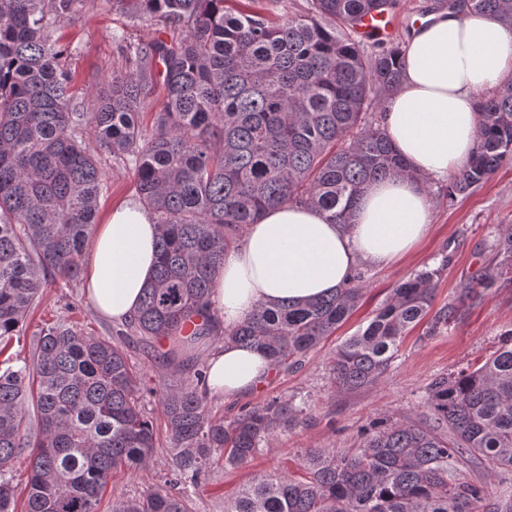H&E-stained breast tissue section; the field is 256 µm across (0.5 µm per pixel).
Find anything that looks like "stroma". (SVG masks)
<instances>
[{
  "instance_id": "stroma-1",
  "label": "stroma",
  "mask_w": 512,
  "mask_h": 512,
  "mask_svg": "<svg viewBox=\"0 0 512 512\" xmlns=\"http://www.w3.org/2000/svg\"><path fill=\"white\" fill-rule=\"evenodd\" d=\"M435 0H399L393 13L395 33L391 45L403 46L411 31L429 18ZM158 27L154 21L127 18L101 0L97 10L74 16L61 28L71 44L67 65L78 99L91 103L106 89L113 76L123 74L126 62L123 43L151 39ZM106 186L100 210L135 198L131 166L103 157ZM447 182L426 180L424 189L433 203V221L428 236L415 253L384 268H365L367 291L358 309L336 332L311 351L300 369L269 376L249 394L226 398L209 395L213 415L231 417L244 404L266 402L275 397H294L305 406L300 422L270 439L254 459L238 469H228L216 458L206 478L190 496L191 512H224V502L253 473L297 474L299 457L310 448L351 451L358 448L363 430L372 421L419 417L431 381L438 375L480 362L497 348L512 330V283L498 282L484 299L466 307L453 322L440 329L432 323L460 286L490 267V245L498 225L512 224V161L505 162L487 180L455 198L447 196ZM443 273L427 316L408 330L399 357L390 374L376 384L345 390L334 386L331 360L337 346L367 325L390 297L393 288L414 273L433 268ZM82 282L56 281L44 290L29 326L59 319L76 324L84 332L109 337L115 323L95 312L86 300ZM153 418L156 448L152 462L142 470L121 469L114 473L96 512H112L114 502L138 498L162 486L172 464L167 420L157 397L144 400Z\"/></svg>"
}]
</instances>
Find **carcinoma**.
<instances>
[{
  "label": "carcinoma",
  "mask_w": 512,
  "mask_h": 512,
  "mask_svg": "<svg viewBox=\"0 0 512 512\" xmlns=\"http://www.w3.org/2000/svg\"><path fill=\"white\" fill-rule=\"evenodd\" d=\"M130 18L162 22L151 40L122 50L128 72L89 108L74 103L64 21L98 0H0V353L26 335L43 288L75 281L96 224L105 173L85 135L134 167L139 202L159 226L158 262L127 329L165 362L163 340L193 336L251 345L273 370L292 371L356 310L364 275L316 301L260 305L221 327L210 300L224 252L261 214L285 203L347 225L367 186L415 174L382 128L403 79L404 51L367 52L358 18L396 0H309L306 13L272 22L237 0H114ZM450 11L497 19L512 31V0H438ZM166 104L151 129L141 110L156 86ZM479 143L448 183L452 199L512 158V79L481 103ZM491 271L463 285L433 329L512 282V224L498 229ZM448 260L399 283L391 298L336 348L333 382L373 385L388 375L402 337L433 304ZM205 375L155 386L122 347L61 321L32 334L28 354L0 363V512H95L118 467L150 465L154 424L143 404L159 396L174 451L167 489L113 504V512H189L214 455L247 464L302 410L275 398L211 415ZM422 418L372 423L355 451L314 448L306 476L255 475L224 512H475L486 487L451 480L449 460L512 467V333L483 362L443 374L426 390ZM29 451L22 481L12 460ZM24 483L22 510L16 491Z\"/></svg>",
  "instance_id": "obj_1"
}]
</instances>
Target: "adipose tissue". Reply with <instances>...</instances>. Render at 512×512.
I'll return each mask as SVG.
<instances>
[{
    "label": "adipose tissue",
    "mask_w": 512,
    "mask_h": 512,
    "mask_svg": "<svg viewBox=\"0 0 512 512\" xmlns=\"http://www.w3.org/2000/svg\"><path fill=\"white\" fill-rule=\"evenodd\" d=\"M512 71V31L463 12L430 16L407 40L403 81L386 105L383 128L414 178L372 183L350 225L317 208L283 204L249 225L224 254L211 302L224 326L261 304L310 301L335 293L363 266L383 268L410 257L431 227L425 177L444 180L477 146L480 91ZM158 228L139 202H122L94 225L84 263L85 295L113 322L129 320L152 279ZM272 369L260 349L225 343L207 362L210 391L236 397Z\"/></svg>",
    "instance_id": "obj_1"
}]
</instances>
